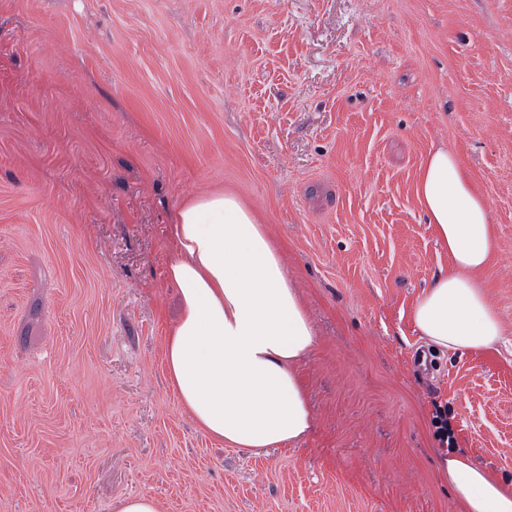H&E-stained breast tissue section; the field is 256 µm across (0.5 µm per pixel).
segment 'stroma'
<instances>
[{"label":"stroma","instance_id":"stroma-1","mask_svg":"<svg viewBox=\"0 0 512 512\" xmlns=\"http://www.w3.org/2000/svg\"><path fill=\"white\" fill-rule=\"evenodd\" d=\"M453 149L496 244L500 353L408 316ZM255 209L317 331L308 435L204 433L164 364L184 201ZM512 489V0H0V512H457L433 402ZM116 512H159L157 501L149 494H140L121 500L115 505Z\"/></svg>","mask_w":512,"mask_h":512}]
</instances>
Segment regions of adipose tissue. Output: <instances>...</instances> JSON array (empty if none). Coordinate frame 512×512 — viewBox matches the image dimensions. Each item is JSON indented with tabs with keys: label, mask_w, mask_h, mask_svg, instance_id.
<instances>
[{
	"label": "adipose tissue",
	"mask_w": 512,
	"mask_h": 512,
	"mask_svg": "<svg viewBox=\"0 0 512 512\" xmlns=\"http://www.w3.org/2000/svg\"><path fill=\"white\" fill-rule=\"evenodd\" d=\"M415 194L450 264L413 302L419 336L451 352H491L499 315L478 274L494 248L485 198L455 152L428 151ZM176 258L167 278L181 312L166 338L170 386L194 421L214 438L261 454L307 435L308 396L296 366L315 330L255 211L232 193L184 202L173 228ZM437 470L462 512H512V491L457 450H441Z\"/></svg>",
	"instance_id": "ef3b65f1"
}]
</instances>
